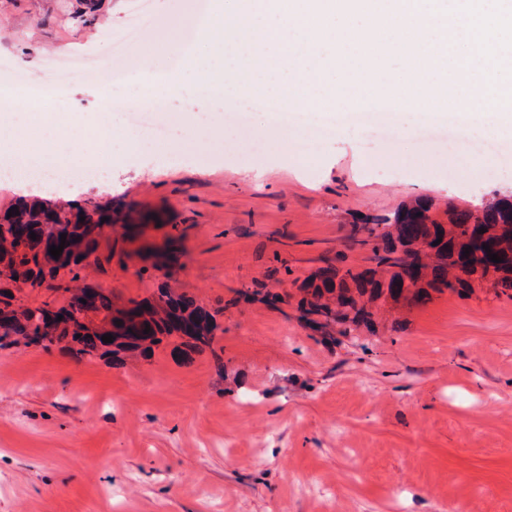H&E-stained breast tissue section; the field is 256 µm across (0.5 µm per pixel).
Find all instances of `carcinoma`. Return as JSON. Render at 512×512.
Instances as JSON below:
<instances>
[{"mask_svg":"<svg viewBox=\"0 0 512 512\" xmlns=\"http://www.w3.org/2000/svg\"><path fill=\"white\" fill-rule=\"evenodd\" d=\"M432 208V199L418 198L374 223L370 232L375 267L359 271L328 263L318 268L305 285L307 297L299 303L303 315L331 318L343 325L342 334L349 336L362 325L371 326L372 309L390 301L425 304L433 291L448 289L466 296L484 285L501 294L512 293V199L494 198L477 211L452 206L447 224L432 218ZM15 209L18 214L0 217V342L9 339L13 345L32 347L37 345V336L48 331L56 343L65 344L77 355L91 357L102 350L117 364L122 363L120 354H145L171 336L185 340L188 361L191 354L210 344L217 328L215 315L194 297L173 293L165 283L158 288V295L133 300L115 313L112 296L91 289L89 284L64 288L68 300L60 307L47 302L31 307L19 302L14 291L42 288L62 270L72 272L96 263L99 239L106 228L119 222L126 229L135 225L127 223L128 216L114 214L93 201L73 210L39 199H22ZM63 233L66 242L59 257L42 250L44 241L59 242ZM423 241L434 245L436 257L418 264L407 248ZM485 246L497 253L501 262L476 260L475 252ZM180 255L175 248L158 254L153 268L169 278ZM94 316L102 317L101 323L109 327L112 347H105Z\"/></svg>","mask_w":512,"mask_h":512,"instance_id":"carcinoma-1","label":"carcinoma"}]
</instances>
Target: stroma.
Listing matches in <instances>:
<instances>
[{"label": "stroma", "mask_w": 512, "mask_h": 512, "mask_svg": "<svg viewBox=\"0 0 512 512\" xmlns=\"http://www.w3.org/2000/svg\"><path fill=\"white\" fill-rule=\"evenodd\" d=\"M129 3L0 0V55L30 73L62 50L106 63ZM154 5L160 26L127 56L140 84L121 89L119 110L99 111L91 83L62 91L70 111L111 124L112 191L51 199L135 205L138 234L114 226L87 271L115 307L155 291L146 252L173 238L179 292L219 328L188 362L177 338L119 366L58 345L0 348V512H512L511 297L390 303L353 339L298 311L325 262L367 266L346 244L351 225L420 196L444 223L512 178L429 146L414 119L374 140L358 114L387 108L382 94L349 101L347 134L299 158L280 143L296 145L301 125L280 134L252 100L241 128L234 103L181 91L161 101L171 138L128 157V99L185 75L169 46L193 4Z\"/></svg>", "instance_id": "35a3bbf8"}]
</instances>
